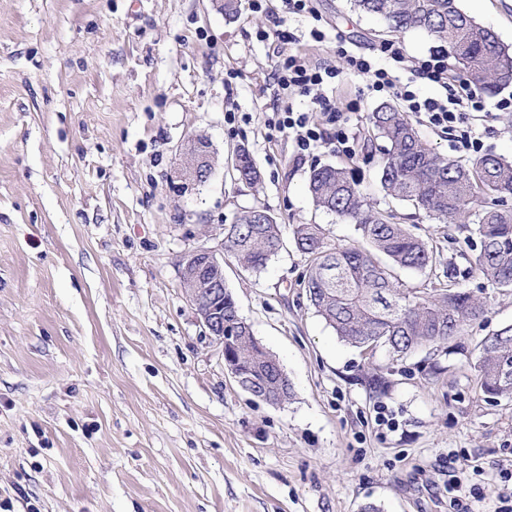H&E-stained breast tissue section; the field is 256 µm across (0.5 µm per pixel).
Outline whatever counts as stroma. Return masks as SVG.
Returning a JSON list of instances; mask_svg holds the SVG:
<instances>
[{
	"label": "stroma",
	"mask_w": 512,
	"mask_h": 512,
	"mask_svg": "<svg viewBox=\"0 0 512 512\" xmlns=\"http://www.w3.org/2000/svg\"><path fill=\"white\" fill-rule=\"evenodd\" d=\"M459 5L512 47V0ZM314 6L0 0V512H448L453 475L481 492L476 512H495L512 398L479 390L471 352L512 326V293L472 276L464 233L448 239L381 198L375 159L324 145L299 163L268 128L278 51L339 67L337 35L364 50L385 39L350 0ZM364 88L329 94L359 102L360 140L383 102ZM198 137L213 163L202 186L182 175ZM240 147L255 185L232 177ZM336 163L436 246L434 274L398 271L404 287L450 279L486 301L460 350L365 353L310 305L293 225L361 240L308 196L311 167ZM252 205L277 218L284 246L258 273L226 260L224 280L294 386L279 406L234 382L180 287L181 256L217 246Z\"/></svg>",
	"instance_id": "stroma-1"
}]
</instances>
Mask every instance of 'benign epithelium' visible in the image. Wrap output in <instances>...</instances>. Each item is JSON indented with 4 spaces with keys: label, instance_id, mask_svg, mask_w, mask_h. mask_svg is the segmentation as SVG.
<instances>
[{
    "label": "benign epithelium",
    "instance_id": "benign-epithelium-1",
    "mask_svg": "<svg viewBox=\"0 0 512 512\" xmlns=\"http://www.w3.org/2000/svg\"><path fill=\"white\" fill-rule=\"evenodd\" d=\"M190 150V174L193 183L200 185L211 176L210 146L208 141L198 139L192 142ZM180 266L184 275L183 293L206 333L222 348L232 344L235 337L224 334V246L191 249L182 255ZM224 363L237 385L252 393L251 375L239 370L230 359ZM255 370L272 378L264 387L266 391L286 377L284 368L268 355L256 362Z\"/></svg>",
    "mask_w": 512,
    "mask_h": 512
}]
</instances>
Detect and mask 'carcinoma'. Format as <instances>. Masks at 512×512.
<instances>
[{
	"instance_id": "obj_1",
	"label": "carcinoma",
	"mask_w": 512,
	"mask_h": 512,
	"mask_svg": "<svg viewBox=\"0 0 512 512\" xmlns=\"http://www.w3.org/2000/svg\"><path fill=\"white\" fill-rule=\"evenodd\" d=\"M353 9L374 15L386 33L424 31L448 48L463 76L493 95L512 85V49L490 28L462 11L457 0H352ZM365 148L378 153V182L385 195L440 224L465 218L474 225L479 250L472 272L498 289H512V159L485 154L464 166L430 148L409 116L384 103L369 113ZM237 168L251 184L259 171L242 150ZM315 207L356 226L362 247L330 243L320 224L293 228L296 249L309 266L302 283L315 312L344 342L363 350L387 347L404 357L423 346L456 347L465 326L487 312L480 299L456 286L419 291L405 288L395 270L434 272V247L407 232L397 215L367 202L359 180L343 165L315 167L308 177ZM253 206L224 226V253L247 270H263L283 245L275 217ZM235 299L224 288V325L239 337L235 357L244 367L254 361L256 338L235 319ZM477 386L490 397L512 395V327L484 337L475 347Z\"/></svg>"
}]
</instances>
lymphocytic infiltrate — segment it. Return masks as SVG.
Returning <instances> with one entry per match:
<instances>
[{"instance_id": "1", "label": "lymphocytic infiltrate", "mask_w": 512, "mask_h": 512, "mask_svg": "<svg viewBox=\"0 0 512 512\" xmlns=\"http://www.w3.org/2000/svg\"><path fill=\"white\" fill-rule=\"evenodd\" d=\"M345 69L308 64L300 51L279 53L274 79L286 100L277 106L268 123L286 136L294 145V157L305 161L321 144H339L343 152H350L348 132L337 130L343 121L341 109L332 104L327 90L343 77H361L366 81L368 94H384L398 99L404 111L410 112L426 125L454 136V148L459 152H476L481 147L477 125L493 119L495 112H512V96L487 104L483 93L466 79L452 75L448 70V49L437 46L427 57L411 58L394 42H382L376 55L341 48ZM427 80L446 90L443 98L421 97L411 84L402 82L401 72ZM310 98L322 112L320 123H311L307 113L295 111L287 97L293 92Z\"/></svg>"}]
</instances>
